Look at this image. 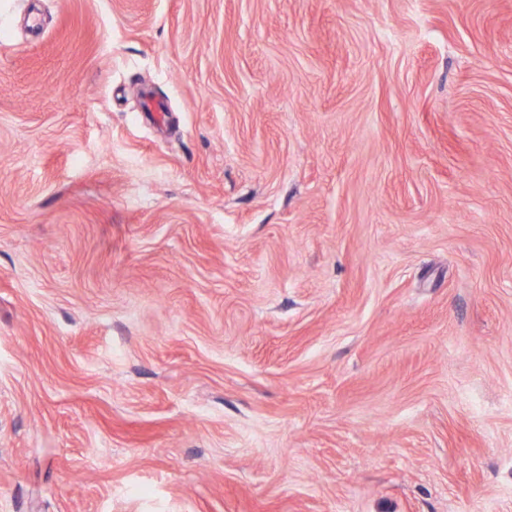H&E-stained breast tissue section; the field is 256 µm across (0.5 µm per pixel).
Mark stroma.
<instances>
[{
  "mask_svg": "<svg viewBox=\"0 0 512 512\" xmlns=\"http://www.w3.org/2000/svg\"><path fill=\"white\" fill-rule=\"evenodd\" d=\"M0 512H512V0H0Z\"/></svg>",
  "mask_w": 512,
  "mask_h": 512,
  "instance_id": "obj_1",
  "label": "stroma"
}]
</instances>
